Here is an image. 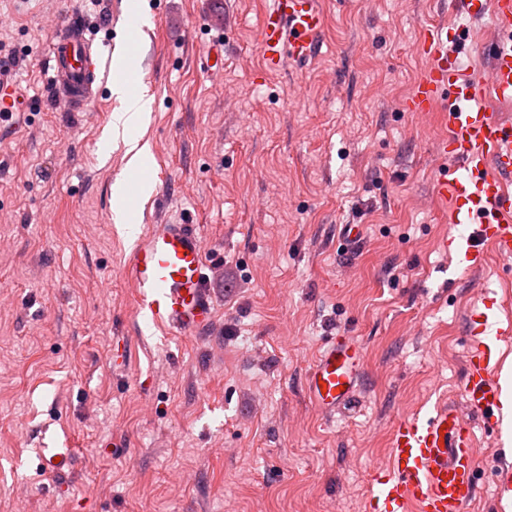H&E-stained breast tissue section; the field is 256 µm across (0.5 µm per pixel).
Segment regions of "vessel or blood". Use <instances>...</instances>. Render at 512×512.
<instances>
[{"label": "vessel or blood", "instance_id": "b4317fda", "mask_svg": "<svg viewBox=\"0 0 512 512\" xmlns=\"http://www.w3.org/2000/svg\"><path fill=\"white\" fill-rule=\"evenodd\" d=\"M466 15H490L495 36L485 47L490 57L486 80L464 72L454 34L441 28L424 30L419 50L426 70L406 101L410 112L443 107L446 130L436 145L448 167L435 181L437 197L448 208V222L472 230L474 241L443 237L444 252L458 254L465 271L486 263L484 246L512 261V121L497 105L512 104V0H460ZM327 13L323 0H271L255 33L265 74L284 65L299 68L311 61L323 42ZM45 55L52 82L69 80L83 89L98 83L100 53L82 26L70 23ZM124 276L134 290L135 314L166 334L190 335L213 320V296L205 273L204 246L191 224H157L139 237L124 260ZM493 297H484L468 314L465 400L469 415L449 404L436 405L423 417L399 420L391 441L390 465L371 479L369 512H467L478 493L475 437L471 417L499 432L501 391L492 377L495 354L490 337L512 335V320H500ZM362 351L352 338L335 336L322 348L307 376L314 407L333 414L352 400L361 378ZM45 470L61 473L74 465V453L46 450Z\"/></svg>", "mask_w": 512, "mask_h": 512}]
</instances>
